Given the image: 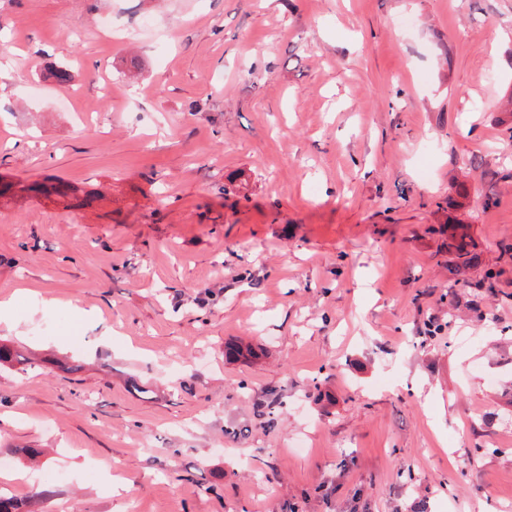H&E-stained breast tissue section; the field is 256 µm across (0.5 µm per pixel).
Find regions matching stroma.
<instances>
[{
    "label": "stroma",
    "instance_id": "1",
    "mask_svg": "<svg viewBox=\"0 0 512 512\" xmlns=\"http://www.w3.org/2000/svg\"><path fill=\"white\" fill-rule=\"evenodd\" d=\"M7 60L1 494L512 512V0H0Z\"/></svg>",
    "mask_w": 512,
    "mask_h": 512
}]
</instances>
